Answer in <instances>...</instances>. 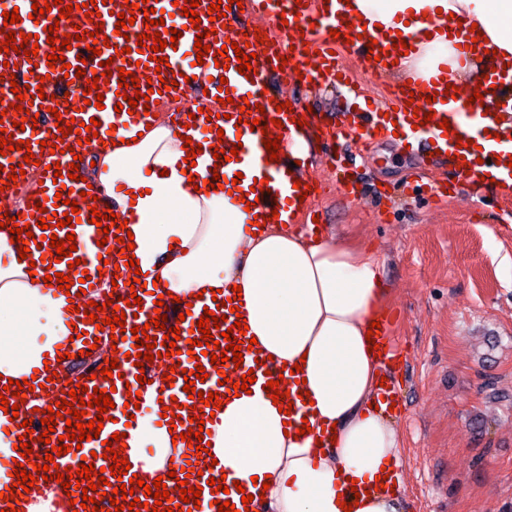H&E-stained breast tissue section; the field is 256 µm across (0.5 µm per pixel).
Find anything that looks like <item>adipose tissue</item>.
Returning <instances> with one entry per match:
<instances>
[{
    "mask_svg": "<svg viewBox=\"0 0 512 512\" xmlns=\"http://www.w3.org/2000/svg\"><path fill=\"white\" fill-rule=\"evenodd\" d=\"M368 25L383 33L427 16L431 38L417 42L398 73L424 78L471 75L477 61L461 59L455 19L477 25L490 49L512 57V0H350ZM151 127L120 130L109 150L90 152L81 174L96 193L133 211V255L147 280L180 300L202 290L241 286L240 312L257 349L286 368L301 365L318 426L332 427L328 446L315 437L285 434L271 397L254 392L224 399L208 441L216 474L240 482L243 495H264L266 512H342L344 479L374 483L392 469L396 487L360 499L353 512H409L399 467L403 440L384 412L372 409L377 361L366 338L385 316L389 291L382 263L360 241L330 234L307 239L281 225L254 226L238 195L206 185L207 154L186 166L178 127L164 118ZM19 243L0 228V376L23 380L43 368L75 325L64 291L33 281ZM26 337L16 346V337ZM148 447L134 453L145 472L165 473L177 447L166 428L144 426ZM269 487H262V479Z\"/></svg>",
    "mask_w": 512,
    "mask_h": 512,
    "instance_id": "ef3b65f1",
    "label": "adipose tissue"
}]
</instances>
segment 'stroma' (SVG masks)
<instances>
[{
    "instance_id": "35a3bbf8",
    "label": "stroma",
    "mask_w": 512,
    "mask_h": 512,
    "mask_svg": "<svg viewBox=\"0 0 512 512\" xmlns=\"http://www.w3.org/2000/svg\"><path fill=\"white\" fill-rule=\"evenodd\" d=\"M327 115L328 88L279 86ZM345 152L362 181L345 196L333 167L314 159L328 227L382 261L391 328L403 347L407 406L398 418L401 472L413 512H512V192L462 188L429 202L406 189L421 154L379 140Z\"/></svg>"
}]
</instances>
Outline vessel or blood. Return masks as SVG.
<instances>
[{
    "label": "vessel or blood",
    "instance_id": "b4317fda",
    "mask_svg": "<svg viewBox=\"0 0 512 512\" xmlns=\"http://www.w3.org/2000/svg\"><path fill=\"white\" fill-rule=\"evenodd\" d=\"M75 4V11L69 17H60L58 9H51L44 15H35L32 5L34 0H8L9 6L19 11L20 20L12 24L15 32H24L37 36L40 50L35 62H28L25 54L12 51L0 53V99L4 102L17 100V94H24L21 101L23 108L31 113H39L41 108L54 106L61 111L62 124L79 123L97 120L98 135L93 138V145H101L110 141L112 128H126L132 124L144 121L146 111H158L162 105L174 102L175 98L186 97L190 93H197L198 104L202 111L196 118H189L187 110H180L175 116L178 127H191L192 130L214 128L224 132L222 147L224 151L232 152L231 161L219 162L217 172L225 189H232V180L241 169H249L254 178L266 181L267 189L259 195L258 210L264 214L278 212V221L282 224L296 223L298 215H305L307 222L305 228L308 233H315L320 225L316 223V210L312 209L310 201H299V189L294 186L293 180L288 176L290 166V145L294 137L315 135L331 139H347L358 137L364 140L375 138L389 139L399 136L410 146L411 150L426 154L428 167L435 166L438 161L451 162L457 169L456 176L468 179L473 183L481 184L482 188H490L492 182L503 185L512 184V66L500 68L495 59L487 56L484 50H471V35H463V46L460 53L463 57L477 56L483 61V71L487 78L482 82L485 92L482 103H470L471 92L467 84H460L457 95L445 92L444 84L429 81L403 80L394 83L388 101V111L358 112L353 102L362 95L360 88L345 82L340 77L341 70L336 65L333 54L337 46L333 39V32L349 34L353 42L348 50L351 54L366 59L367 66L372 75H393L394 68L384 65L383 62L369 60L366 44L370 39H377L383 52L389 53L391 58H398L393 38L374 35L373 31L364 28L362 22H351L346 0H307L306 5H298L295 0H241L243 7L232 10L222 20H210L208 7L211 0H198V15L201 26L216 28L217 40L212 43L209 53L204 54L201 66L195 67L184 59L185 52L193 51L195 39L198 35L196 29L190 28L189 19L182 13L181 7L175 6L173 0H156L154 7L162 11L165 20L161 26L163 40L167 45L163 50L168 63L158 66L152 58L150 47H143L139 52H126L128 38L137 37L145 33L144 17H137L133 26L127 30L126 36H118L114 30H107L109 45L103 48L101 55H94L86 48L85 41L73 44L71 50L65 51L64 57L72 67H84L85 71L98 68L100 61L112 60L114 66L125 68L135 73L140 79L141 91L149 92L148 107H136L134 112H116L118 102L116 93L119 89L118 76H111L108 83L100 85L99 91L103 94L102 106L85 104L80 92L82 79L68 81L64 72L50 70L47 65L48 51L47 35L49 25H58L60 32H71L73 25L81 23L84 12L78 11L80 0H71ZM266 15L276 20V37L264 44L252 45L251 50L256 57L252 60V69L249 74L243 75L238 71L237 59H230L228 68L217 67L214 62L215 52L221 51L222 43L231 40L244 43L245 33L249 27L246 17L253 15ZM180 30V37H172V30ZM315 41L319 53L315 57H307L304 51V40ZM282 70L285 73L301 72L306 82L318 84L328 82L336 88L345 90L350 97L349 104L344 110L338 112L334 122H324L319 114H305L299 108L292 110H276L273 103L275 92L272 87L270 75L272 72ZM207 73V80L197 79V72ZM227 85L232 104L226 105V115L223 118L207 119L204 110L215 104L220 98V85ZM261 104L265 108L261 114L260 129H251L250 125L239 122V103L242 101ZM431 114L432 119L424 125H416L415 113ZM305 117V125H298L297 117ZM280 119V126H273V119ZM448 120L449 129H441V120ZM13 115H5L0 119V125L12 129L10 140L12 149L6 155H0V182L7 178L6 169L10 166L22 164L23 154L18 151L19 141H27L37 160L43 168L39 172L41 183L32 188L27 200L21 207V216L18 225L31 224L35 227V238L29 241L28 247L32 260H39L42 251L38 249L36 239L42 236L43 231L37 226L40 211L36 210V203H43L45 209H58L67 212V204L54 205L53 198L62 187H69L70 201H76L80 209V221L74 227H53L52 232L57 239H65L67 234H75L77 246L76 256L83 259L90 278L84 283V297L92 300L100 298L101 278L99 269L104 263H123L121 246L117 241V230H110L108 236H100L98 228L91 222L93 211H107L109 204L106 200H92L85 196L83 182L70 179V165L73 161V147H76L78 137L69 134L63 142H55L46 123H32L25 121L23 130H13ZM279 138L280 145L277 157H270L263 140L264 138ZM58 143V153H50L46 146ZM60 165V173H53V165ZM43 208V209H44ZM117 294L123 298L131 295L141 297L142 304L137 308H126V328L147 326L149 335L161 336V329L152 327L151 319L155 317V303L159 290L154 286L130 289L125 278H118ZM216 310L225 317L219 329L213 330L214 340H221L222 330L231 328L236 321L235 314L230 313L228 307L218 306L212 298L202 297L194 300L193 304H169L167 310L168 326H179L180 338L176 343L177 355L171 356L169 365L175 366V381L173 385L165 387L163 399H177L180 408L176 410L173 422L177 431H187L189 419L198 406V399L190 398L185 392L184 374L194 371L196 365H203L207 378L201 383L203 391H213L219 397L232 395L233 385L239 382L246 373H254L253 390L265 392L270 375L281 378L280 389L288 390L292 401V410L286 419V428L294 432L303 425V417L309 416L310 411L299 397V385L294 375L283 374L280 366L274 362H256L255 352L247 351L243 354L242 366H235L234 362L227 361L221 367H214L210 357L204 356L201 347H190L188 339L190 331L196 328L198 321L205 310ZM373 337L378 344L380 352L377 356L379 363V376L384 377L385 383L375 389V403L380 410H389L393 399L401 398L402 389L396 379V366L399 362L401 350L396 344L389 322H382L380 328L374 329ZM136 340L127 337L116 343L121 356L118 360V376L106 379L101 375L100 368H93L91 374L82 375L81 384H94L97 388L111 390V399L114 403L109 409V418L104 421L103 428L97 438L82 441L80 448L71 450L67 454L56 457L59 467L76 466L82 458L91 453H105V440L110 439L114 433H122L128 444L124 449V456H131V443L137 442L139 434L138 424L128 421L129 411L124 403L128 391H139L141 385L138 381L139 367H136L129 354L134 351ZM37 396H30L27 403L21 404L19 416L10 421L8 426L0 425V434H5L11 448L9 457L20 458L17 450L18 442L36 443L38 434L44 433L45 427L41 423L42 415L38 413ZM33 420L32 428H24V420ZM198 462L200 472L189 477L184 473L187 462ZM172 469V477L166 478L165 483L171 497H178L180 481H188L189 485L201 488V504L199 512H218L213 501L215 496L209 484L213 475L208 457L198 456L196 449H188L186 457L176 458Z\"/></svg>",
    "mask_w": 512,
    "mask_h": 512
}]
</instances>
